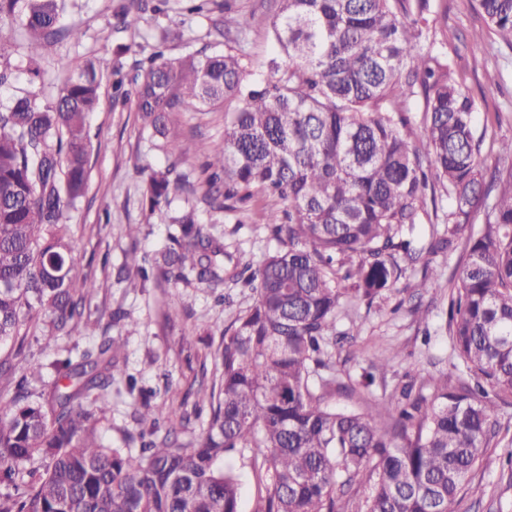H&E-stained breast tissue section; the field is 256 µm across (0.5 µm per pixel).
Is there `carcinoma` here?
<instances>
[{"mask_svg": "<svg viewBox=\"0 0 512 512\" xmlns=\"http://www.w3.org/2000/svg\"><path fill=\"white\" fill-rule=\"evenodd\" d=\"M267 34L274 56L256 72L239 43L230 0L216 30L224 49L168 56L156 48L131 79L135 109L156 146L182 155L176 112L225 106L224 144L199 143L207 204L244 214L253 202L279 205L263 221L278 248L259 263L224 251L194 206L171 217L178 231L159 253L132 251L143 280H228L255 293L224 330L222 370L210 390L207 426L179 444L161 400L136 410L139 452L107 448L82 404L106 391L122 343L104 338L78 362L56 364L50 399L30 389L36 364L20 367L15 394L0 406V512H241L239 475L224 464L253 451L259 488L254 512H343L340 495L366 486L352 512H453L469 474L506 459L488 452L500 406L512 405V166L488 171V127L448 58L425 50L445 34L448 11L435 0H274ZM498 43L512 50V0H473ZM147 0L117 15L136 28ZM59 0H0L31 56L77 41L60 25ZM112 60L98 57L42 102V73L0 105V345L20 336L22 311L41 315L52 336L82 323L77 289L94 288L71 264L66 214L87 193L90 114ZM423 95L419 119L407 109ZM190 186L172 163L148 170L145 201L164 212ZM451 200V210L438 201ZM482 215L484 228L472 220ZM443 224L417 235L423 221ZM466 242L446 330L457 380L428 381L429 393L401 388L395 412L339 409L336 389L374 383L379 358L360 380L336 381L341 306L389 300L408 271L413 294L444 284L434 258Z\"/></svg>", "mask_w": 512, "mask_h": 512, "instance_id": "carcinoma-1", "label": "carcinoma"}]
</instances>
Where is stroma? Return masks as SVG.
I'll return each instance as SVG.
<instances>
[{"mask_svg": "<svg viewBox=\"0 0 512 512\" xmlns=\"http://www.w3.org/2000/svg\"><path fill=\"white\" fill-rule=\"evenodd\" d=\"M122 0H64V25L80 28L79 41L43 47L37 62L43 72L45 96L53 98L64 73L61 62L82 65L90 56H113L121 68L124 84L114 89L102 84V107L89 118L94 150L90 157L88 192L66 222L73 246L75 272L88 277L94 288L84 297L85 321L94 324L95 335L81 332L49 338L46 332L28 328L22 345L0 348V362L33 361L40 374L33 388L52 386L57 379L55 360L79 355L98 337H121L124 347L112 382L110 407L98 423L107 447H120L124 438L137 434L134 412L143 401H166L171 425H178L186 410L200 402L201 383L218 373L216 351L222 333L253 301L249 290L228 284L215 290L196 281H144L126 260L131 251L156 253L167 243L171 227L166 216L149 215L143 206L142 169L176 164L179 172L196 177L200 156L187 153L170 159L155 149L134 110L130 78L140 60L161 41L165 30L180 32L171 41L169 53L178 57L202 49H215L218 36L213 16L189 12L188 0H165L160 11L147 12L139 30L118 29L115 13ZM244 24L245 49L255 70H262L272 54L266 25L274 11L271 0H233ZM448 8V34L435 51L447 56L460 71L477 105L475 122L488 129L489 137L512 139V51L502 48L488 56L472 54L466 39L484 23L470 0H438ZM0 37L9 43V61L14 71L10 86L0 89V103L27 85L28 49L9 22L0 21ZM126 46L116 55L117 46ZM184 140L192 144L224 141V113L179 112L174 116ZM193 203L207 232L224 243L226 251L253 260L276 248L260 217L262 204H255L251 218L237 223L234 216L210 209L201 196L177 193L171 211ZM141 227L138 238H129L126 227ZM448 291L411 297L394 293L382 307H359L362 331L336 349L338 377L358 376L371 361L391 356L385 377L370 389L337 393V406L369 412L373 407L394 408L400 388L421 385L430 376L453 373L449 336L445 327ZM427 309L426 324L411 312L413 304ZM454 512H512V470L475 469L458 496Z\"/></svg>", "mask_w": 512, "mask_h": 512, "instance_id": "stroma-1", "label": "stroma"}]
</instances>
